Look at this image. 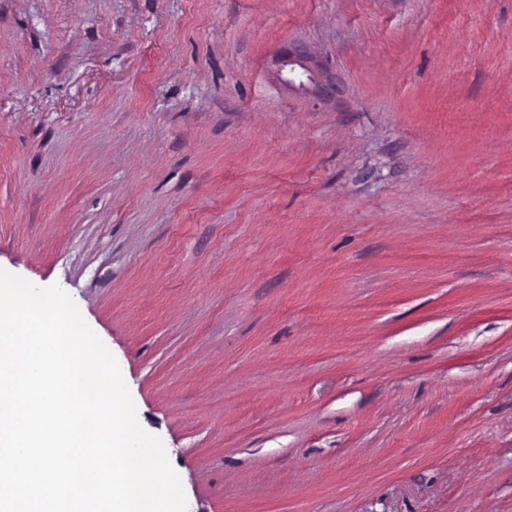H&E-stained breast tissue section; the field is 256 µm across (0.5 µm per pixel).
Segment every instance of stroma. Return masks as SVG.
<instances>
[{
  "instance_id": "35a3bbf8",
  "label": "stroma",
  "mask_w": 512,
  "mask_h": 512,
  "mask_svg": "<svg viewBox=\"0 0 512 512\" xmlns=\"http://www.w3.org/2000/svg\"><path fill=\"white\" fill-rule=\"evenodd\" d=\"M0 268L186 512H512V0H0ZM278 82L289 93L322 104L335 103L343 92L336 68L301 43L282 47L273 59Z\"/></svg>"
}]
</instances>
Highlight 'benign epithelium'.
Wrapping results in <instances>:
<instances>
[{
	"instance_id": "benign-epithelium-1",
	"label": "benign epithelium",
	"mask_w": 512,
	"mask_h": 512,
	"mask_svg": "<svg viewBox=\"0 0 512 512\" xmlns=\"http://www.w3.org/2000/svg\"><path fill=\"white\" fill-rule=\"evenodd\" d=\"M278 82L288 92L322 104L336 102L343 85L336 68L301 43L282 47L273 59Z\"/></svg>"
}]
</instances>
